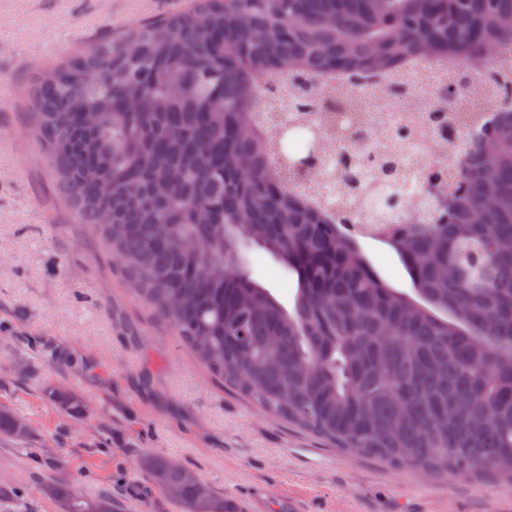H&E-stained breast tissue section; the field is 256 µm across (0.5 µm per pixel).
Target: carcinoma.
I'll list each match as a JSON object with an SVG mask.
<instances>
[{
  "instance_id": "carcinoma-1",
  "label": "carcinoma",
  "mask_w": 512,
  "mask_h": 512,
  "mask_svg": "<svg viewBox=\"0 0 512 512\" xmlns=\"http://www.w3.org/2000/svg\"><path fill=\"white\" fill-rule=\"evenodd\" d=\"M510 15L512 0H189L46 70L30 120L80 223L224 387L335 448L512 480V109L432 155L416 205L395 190L398 152L343 148L338 179L365 198L370 225L305 178L322 168L324 127L273 124L337 100L406 109L403 78L374 101L322 95L338 75L406 60L459 64L421 98L432 135L493 84L512 105L494 73L512 55L499 25ZM290 129L312 135L305 153L288 151ZM412 136L403 121L387 139ZM360 237L396 251L413 293L382 279ZM252 245L297 275L293 311L251 278ZM46 394L83 414L78 394ZM141 466L187 512H224L195 471L160 455ZM51 491L64 512H112L110 496Z\"/></svg>"
}]
</instances>
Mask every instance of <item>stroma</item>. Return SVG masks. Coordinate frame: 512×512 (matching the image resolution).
Wrapping results in <instances>:
<instances>
[{
  "mask_svg": "<svg viewBox=\"0 0 512 512\" xmlns=\"http://www.w3.org/2000/svg\"><path fill=\"white\" fill-rule=\"evenodd\" d=\"M182 5L0 0V410L30 427L22 442L0 432V512H63L51 492L61 480L111 496L113 512H177L143 473L148 454L195 470L226 512H248L258 484L264 512H512V482L345 452L225 392L60 199L29 129L35 78ZM360 245L389 284L410 291L392 248L370 238ZM245 256L251 277L293 308L295 274L262 248ZM50 386L80 395L84 415L49 401Z\"/></svg>",
  "mask_w": 512,
  "mask_h": 512,
  "instance_id": "35a3bbf8",
  "label": "stroma"
}]
</instances>
